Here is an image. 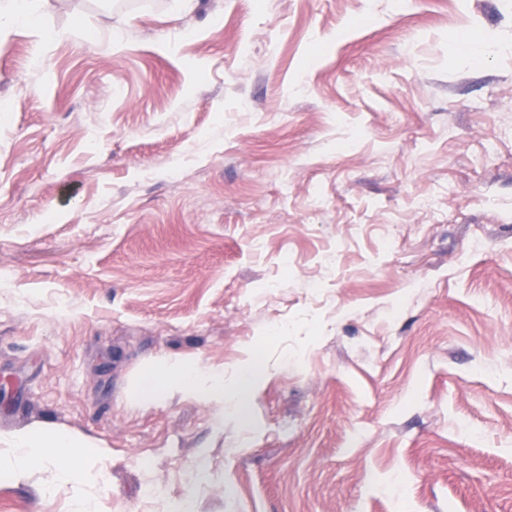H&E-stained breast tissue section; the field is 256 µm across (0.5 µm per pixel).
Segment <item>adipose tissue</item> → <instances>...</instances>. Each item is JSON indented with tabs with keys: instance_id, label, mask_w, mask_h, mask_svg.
Here are the masks:
<instances>
[{
	"instance_id": "adipose-tissue-1",
	"label": "adipose tissue",
	"mask_w": 512,
	"mask_h": 512,
	"mask_svg": "<svg viewBox=\"0 0 512 512\" xmlns=\"http://www.w3.org/2000/svg\"><path fill=\"white\" fill-rule=\"evenodd\" d=\"M262 374L257 366L241 364L232 383H225L223 374L196 363L154 364L142 375L140 395L149 401L179 393L199 400L228 401L230 407H245L254 397ZM16 466L23 469L45 464L56 457L67 462L65 478L81 484L102 476L95 463L98 452L90 442L48 428H30L13 436Z\"/></svg>"
}]
</instances>
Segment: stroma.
<instances>
[{"label": "stroma", "mask_w": 512, "mask_h": 512, "mask_svg": "<svg viewBox=\"0 0 512 512\" xmlns=\"http://www.w3.org/2000/svg\"><path fill=\"white\" fill-rule=\"evenodd\" d=\"M171 4L0 30V512H512V0ZM262 373L256 365L241 364L230 384L224 381V373H217L196 363L152 364L142 375L140 395L149 401L164 399L169 393H180L199 400H215L227 403L230 408H243L254 397L261 382ZM227 390L231 400L226 402ZM11 446L16 449V467L19 470L40 466L61 456L67 462L65 478L70 483L98 480L103 475L100 468L93 469L98 459L93 444L48 428H29L19 432L13 436Z\"/></svg>", "instance_id": "stroma-1"}]
</instances>
